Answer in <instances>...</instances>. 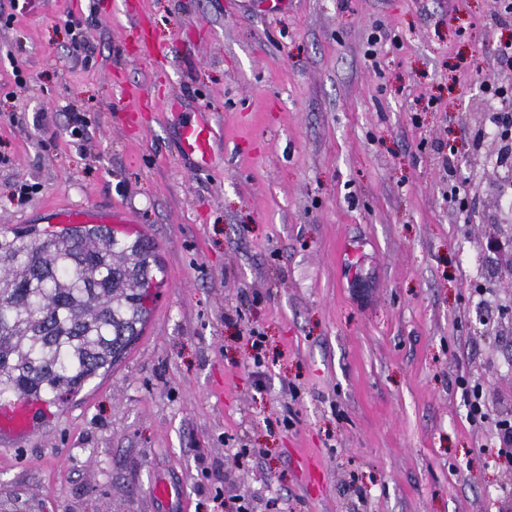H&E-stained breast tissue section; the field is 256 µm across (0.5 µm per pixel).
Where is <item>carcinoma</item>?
Returning a JSON list of instances; mask_svg holds the SVG:
<instances>
[{
  "label": "carcinoma",
  "mask_w": 512,
  "mask_h": 512,
  "mask_svg": "<svg viewBox=\"0 0 512 512\" xmlns=\"http://www.w3.org/2000/svg\"><path fill=\"white\" fill-rule=\"evenodd\" d=\"M158 267L142 237L78 224L44 239L0 234V401H60L142 334Z\"/></svg>",
  "instance_id": "1"
}]
</instances>
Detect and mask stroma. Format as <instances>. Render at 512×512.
I'll use <instances>...</instances> for the list:
<instances>
[{"label":"stroma","instance_id":"1","mask_svg":"<svg viewBox=\"0 0 512 512\" xmlns=\"http://www.w3.org/2000/svg\"><path fill=\"white\" fill-rule=\"evenodd\" d=\"M499 11L0 0V227L122 207L163 270L115 369L0 446V512H207L216 486L247 512H512V320L485 285L512 174L484 121L486 84L512 92ZM176 96L219 124L209 168L178 153Z\"/></svg>","mask_w":512,"mask_h":512}]
</instances>
